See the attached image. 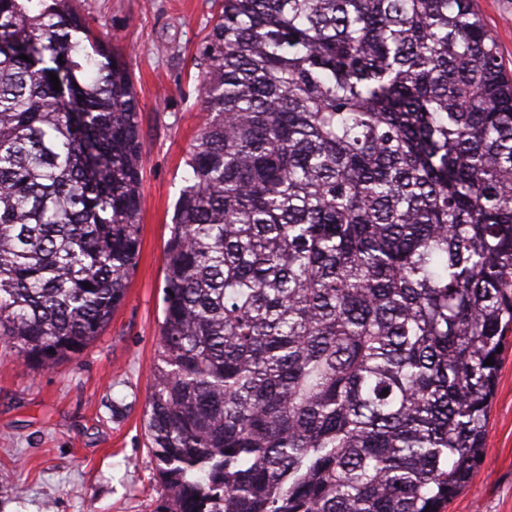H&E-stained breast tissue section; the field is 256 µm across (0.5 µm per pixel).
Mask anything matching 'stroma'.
Here are the masks:
<instances>
[{"label":"stroma","instance_id":"obj_1","mask_svg":"<svg viewBox=\"0 0 512 512\" xmlns=\"http://www.w3.org/2000/svg\"><path fill=\"white\" fill-rule=\"evenodd\" d=\"M133 74L143 179L141 246L126 298L76 357L25 363L0 341V512H161L144 428L163 319L165 244L203 113L196 49L212 0H76ZM512 77V0H475ZM445 512H512V334L503 346L482 460Z\"/></svg>","mask_w":512,"mask_h":512}]
</instances>
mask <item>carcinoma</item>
Here are the masks:
<instances>
[{"label":"carcinoma","mask_w":512,"mask_h":512,"mask_svg":"<svg viewBox=\"0 0 512 512\" xmlns=\"http://www.w3.org/2000/svg\"><path fill=\"white\" fill-rule=\"evenodd\" d=\"M214 4L146 411L163 512H443L512 332L497 45L472 0ZM141 182L126 59L72 0H0V340L26 363L123 302Z\"/></svg>","instance_id":"cac0c4a2"}]
</instances>
